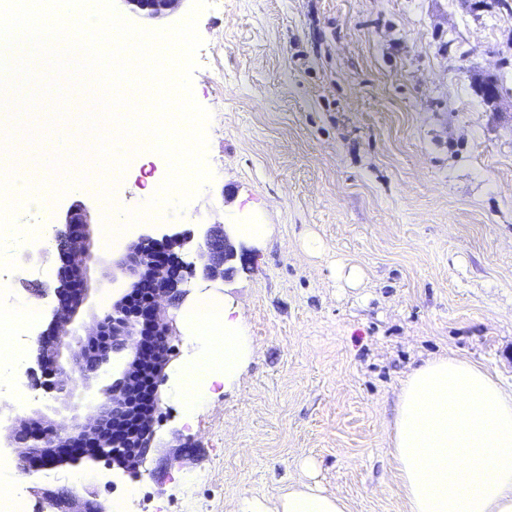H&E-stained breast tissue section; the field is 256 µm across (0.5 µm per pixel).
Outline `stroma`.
<instances>
[{"instance_id":"stroma-1","label":"stroma","mask_w":512,"mask_h":512,"mask_svg":"<svg viewBox=\"0 0 512 512\" xmlns=\"http://www.w3.org/2000/svg\"><path fill=\"white\" fill-rule=\"evenodd\" d=\"M203 45L192 76L211 113V172L160 224L207 229L264 224L257 241L236 237L233 276L196 275L165 303L178 334L152 423V446L132 480L116 463L59 456L83 484L56 492L111 506L126 486L140 512H239L242 494L273 499L297 481L341 497L347 512H407L388 434L400 385L422 361L468 359L512 386V11L500 0H212L197 20ZM495 79L499 98L480 96ZM95 82L66 100L42 99L0 119V135L28 152L60 134L77 145L65 177L47 174L42 210L17 204L13 224H62L91 216L93 316L127 293L112 256L150 220L130 225L165 179L166 159L140 156L109 168L97 188L89 134L79 119ZM359 267L351 287L337 263ZM58 266L16 274L0 244V278L23 304L39 299L33 333L51 323ZM204 300L237 307L254 356L234 391L214 385L203 404L181 380L203 349L186 311ZM0 369V402L26 393L25 416L53 406L26 369Z\"/></svg>"}]
</instances>
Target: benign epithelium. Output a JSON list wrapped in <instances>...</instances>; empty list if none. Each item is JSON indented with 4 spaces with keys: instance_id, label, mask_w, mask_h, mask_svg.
<instances>
[{
    "instance_id": "1",
    "label": "benign epithelium",
    "mask_w": 512,
    "mask_h": 512,
    "mask_svg": "<svg viewBox=\"0 0 512 512\" xmlns=\"http://www.w3.org/2000/svg\"><path fill=\"white\" fill-rule=\"evenodd\" d=\"M147 18H161L174 12L182 0H123ZM91 218L80 207L71 209L66 223L55 230L53 250L42 249L39 254L47 258L55 254L66 272L59 275L56 288L58 307L54 310L55 328L51 338L38 335V363L42 371L53 378L56 392L55 417L6 419L8 439L16 449L18 469L30 471V463L40 465L54 462L56 448H94L96 457H110L128 470H137L138 455L123 449L130 441L122 433L110 436L101 432L107 422L112 425L124 419L133 399L135 371L140 365L154 360V371L161 375L167 356L174 351L170 346L172 328L165 322L161 301L179 292L187 274L201 264L210 279L225 278L233 271L237 249L231 234L221 238L208 233L195 249L196 262H185L184 247L191 243L180 232L145 233L128 251L112 261V270L133 278L131 288L147 292L149 301L144 308L131 312L125 298L112 304L96 324L93 335L104 327L112 326V342L93 350L89 339L77 334L72 327L87 295L83 264L91 257L88 224ZM119 374L111 383L107 376ZM90 393L96 401L95 415H81L83 394Z\"/></svg>"
}]
</instances>
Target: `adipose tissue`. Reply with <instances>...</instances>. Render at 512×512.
<instances>
[{"instance_id":"ef3b65f1","label":"adipose tissue","mask_w":512,"mask_h":512,"mask_svg":"<svg viewBox=\"0 0 512 512\" xmlns=\"http://www.w3.org/2000/svg\"><path fill=\"white\" fill-rule=\"evenodd\" d=\"M0 148L10 165L0 188L43 203L44 186L23 148L6 138ZM231 313L199 304L188 311L205 351L197 373L183 379L193 398L204 396L213 377L212 357L223 362L229 391L253 354ZM389 445L408 512H512V389L482 366L441 355L413 369L401 384ZM241 512H346V504L301 482L272 502L244 497Z\"/></svg>"}]
</instances>
